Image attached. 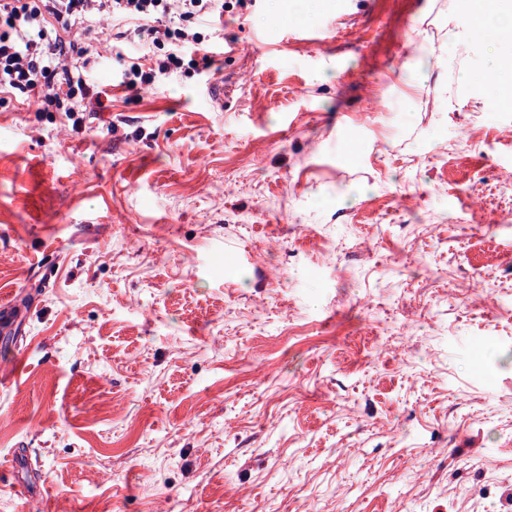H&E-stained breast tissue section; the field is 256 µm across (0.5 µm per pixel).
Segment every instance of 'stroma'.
I'll list each match as a JSON object with an SVG mask.
<instances>
[{"instance_id":"stroma-1","label":"stroma","mask_w":512,"mask_h":512,"mask_svg":"<svg viewBox=\"0 0 512 512\" xmlns=\"http://www.w3.org/2000/svg\"><path fill=\"white\" fill-rule=\"evenodd\" d=\"M291 10L98 69L78 126L0 100V512H512V107L456 79L494 61L463 0Z\"/></svg>"}]
</instances>
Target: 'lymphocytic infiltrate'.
Returning a JSON list of instances; mask_svg holds the SVG:
<instances>
[{
	"mask_svg": "<svg viewBox=\"0 0 512 512\" xmlns=\"http://www.w3.org/2000/svg\"><path fill=\"white\" fill-rule=\"evenodd\" d=\"M227 0H0V95L35 97L45 112L74 116L106 105L91 72L120 60V84L138 92L179 70L206 68L204 29L224 18ZM114 33L106 52L74 37L99 19Z\"/></svg>",
	"mask_w": 512,
	"mask_h": 512,
	"instance_id": "obj_1",
	"label": "lymphocytic infiltrate"
}]
</instances>
